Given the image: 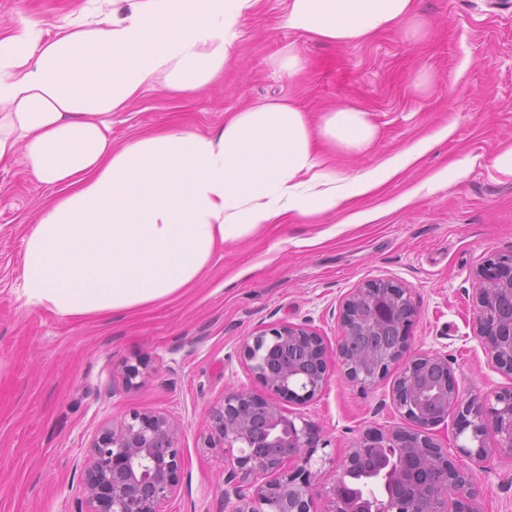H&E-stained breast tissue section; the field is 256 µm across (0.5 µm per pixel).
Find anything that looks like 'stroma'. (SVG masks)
Listing matches in <instances>:
<instances>
[{"mask_svg": "<svg viewBox=\"0 0 512 512\" xmlns=\"http://www.w3.org/2000/svg\"><path fill=\"white\" fill-rule=\"evenodd\" d=\"M74 4L0 0V27L21 10L51 23ZM417 9L427 26L419 39L395 29L365 44L333 45L288 28L287 0H259L216 85L181 97L149 93L113 116L119 143L161 128L207 133L228 112L273 98L315 118L337 105L361 106L380 137L368 154L334 156L346 176L454 127L418 165L354 200L373 221L289 217L225 245L201 282L166 302L83 320L28 303L23 238L51 190L29 178L24 157L0 167V512H85L80 462L105 422L133 412L181 425L183 483L162 512H230L224 458L204 445L207 414L225 390L262 393L241 344L287 323L315 331L332 353L323 392L285 405L317 431L319 484L329 485L363 432L412 427L393 402L394 375L363 388L345 379L334 356L344 298L373 281L410 288V349L447 356L462 396L512 389V375L492 364L472 330L475 269L490 254L512 252V174L491 164L512 147V0H417ZM290 47L304 60L293 77L278 66ZM422 70L431 76L424 91L414 84ZM461 161L465 177L434 184ZM140 359L148 374L126 383L124 366ZM476 477L481 512H512V457L477 468Z\"/></svg>", "mask_w": 512, "mask_h": 512, "instance_id": "stroma-1", "label": "stroma"}]
</instances>
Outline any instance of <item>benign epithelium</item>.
Wrapping results in <instances>:
<instances>
[{
    "instance_id": "7a95c632",
    "label": "benign epithelium",
    "mask_w": 512,
    "mask_h": 512,
    "mask_svg": "<svg viewBox=\"0 0 512 512\" xmlns=\"http://www.w3.org/2000/svg\"><path fill=\"white\" fill-rule=\"evenodd\" d=\"M475 335L502 371L512 374V254L487 258L475 271ZM417 314L410 289L393 281L354 289L343 303V334L337 347L345 377L362 387L374 386L409 348ZM241 352L266 395L230 389L208 413V445L224 454L232 467L224 479V499L235 497L232 512H313L316 477L313 457L319 435L313 426L286 415L280 401L307 403L328 385L332 369L327 347L316 332L281 324L244 340ZM393 400L413 423L410 430L385 434L368 431L349 449L324 488V512H480L475 471L448 458L431 430L457 412L455 437L470 432L469 444L457 446L459 457L475 464L497 454L512 455V391L489 399H462L448 357L420 353L408 359L393 384ZM492 429L494 447L486 443ZM180 426L163 414L133 412L117 425H106L89 448L82 492L87 512H161L183 479L178 448ZM378 466L367 484H380L375 499L353 482L361 461ZM433 472L442 490L420 505L413 476Z\"/></svg>"
}]
</instances>
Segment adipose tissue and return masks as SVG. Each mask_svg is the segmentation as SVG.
Wrapping results in <instances>:
<instances>
[{"label": "adipose tissue", "mask_w": 512, "mask_h": 512, "mask_svg": "<svg viewBox=\"0 0 512 512\" xmlns=\"http://www.w3.org/2000/svg\"><path fill=\"white\" fill-rule=\"evenodd\" d=\"M257 0H83L46 24L17 12L0 31V164L24 156L51 187L21 252L28 302L73 319L163 302L203 277L224 245L288 214L351 211L453 132L445 126L353 177L313 150L351 154L378 136L366 110L319 122L289 100L229 112L218 129H166L116 145L112 117L147 91L216 83ZM288 28L359 44L400 28L422 36L415 0H288Z\"/></svg>", "instance_id": "ef3b65f1"}]
</instances>
